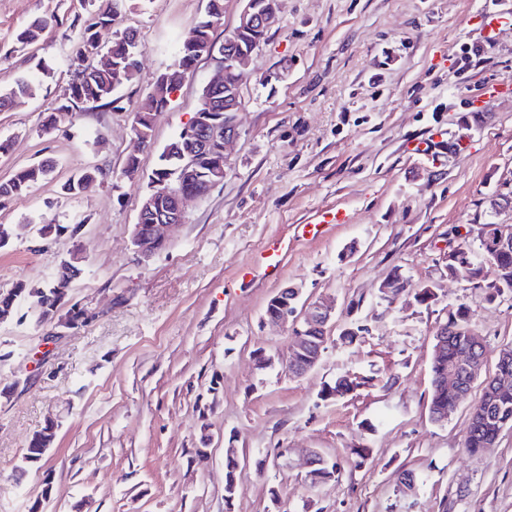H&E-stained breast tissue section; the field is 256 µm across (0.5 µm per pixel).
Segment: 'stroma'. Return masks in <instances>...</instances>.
I'll use <instances>...</instances> for the list:
<instances>
[{
    "label": "stroma",
    "instance_id": "stroma-1",
    "mask_svg": "<svg viewBox=\"0 0 512 512\" xmlns=\"http://www.w3.org/2000/svg\"><path fill=\"white\" fill-rule=\"evenodd\" d=\"M117 5L142 43L139 78L119 93L124 110L92 105L43 123L66 81L69 25L92 7ZM208 0H0V44L55 14L44 42L0 63V86L47 65L54 81L0 112V181L50 159L52 179L0 209L13 230L0 249V290L45 286L72 247L85 257L67 304L97 311L60 338L27 305L0 322V512H512V427L493 447L464 446L482 395L474 383L448 421L428 414L434 337L464 307L484 340V375L512 346V294L448 276L449 243L483 224H512V95L471 102L486 81L512 80V0H281L280 24L255 52L241 87L239 135L222 185L188 202L167 247L137 255L132 231L158 155L193 117L207 61L158 115L150 147L135 150L136 103L175 60ZM502 14L494 38L472 17ZM478 47L483 64L459 69ZM437 138L435 163L411 141ZM137 153L140 173L122 177ZM105 176L77 196L78 172ZM342 207L347 224L316 239L299 225ZM79 224L77 237L40 240L43 219ZM273 237L288 248L275 277L242 284ZM432 282L430 306L407 297L387 308L379 286L393 270ZM300 304L335 302L322 364L293 378L280 358L290 333L265 314L284 285ZM362 328L351 343L349 325ZM270 362L255 364L256 350ZM345 372L372 385L325 400ZM56 423L48 453L23 456ZM370 448L358 462L356 446ZM235 448L242 492L224 503V450ZM287 449L276 457V449ZM338 462L336 479L305 481L308 450ZM25 474H18V467ZM418 481L401 489L405 472Z\"/></svg>",
    "mask_w": 512,
    "mask_h": 512
}]
</instances>
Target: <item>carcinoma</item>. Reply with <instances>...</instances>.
Instances as JSON below:
<instances>
[{
  "label": "carcinoma",
  "mask_w": 512,
  "mask_h": 512,
  "mask_svg": "<svg viewBox=\"0 0 512 512\" xmlns=\"http://www.w3.org/2000/svg\"><path fill=\"white\" fill-rule=\"evenodd\" d=\"M210 8L208 19L195 23L191 36L179 48L175 63L170 70L163 72L168 82L182 84L185 76L194 72L201 60L197 47L215 43L212 29L215 22L222 17L223 0H210ZM112 22V14L105 11H95L84 18L77 16L73 19L70 29L76 35L78 48L69 60L71 78L60 95V105L48 115L46 128H54L59 114L80 109L88 104L99 103L103 107L118 111L125 109L123 98L116 95V90L137 78V68L131 66L136 44L133 34L113 28ZM56 25L58 20L54 14L33 19L15 31L12 46L7 50L0 48V54L27 51L39 43ZM102 51L112 59L111 67L107 69L90 63V59ZM49 77L51 70L45 69L40 76H23L18 78L13 86L0 88V112L7 111L21 98L35 95L37 86ZM169 102L168 96L158 93L157 85L154 84L151 91L137 103L135 111L145 113L142 127L148 133H153L156 116L166 110ZM51 173L52 165L43 162L17 170L10 179L0 182V207L28 193L34 185L48 179ZM100 174V168H88L65 183L63 190L68 195H77L83 191L86 184L95 181ZM459 247L462 253L467 255L469 263L466 268H458V272L470 279L482 281L487 301H495L506 291L512 293V253L491 263L484 257L482 251L472 249L467 242L459 243ZM454 401L455 394L450 392L444 395L436 388H431L429 417H434V413L442 404L453 407ZM503 420L507 421V426H512V393L500 397L493 404L479 432L466 431L465 448L472 453L478 452L485 440L498 435ZM43 438L42 431L31 438L24 457L25 462L33 463L41 459L44 455Z\"/></svg>",
  "instance_id": "obj_1"
}]
</instances>
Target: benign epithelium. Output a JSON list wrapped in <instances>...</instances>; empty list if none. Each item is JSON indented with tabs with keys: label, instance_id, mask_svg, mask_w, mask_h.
<instances>
[{
	"label": "benign epithelium",
	"instance_id": "7a95c632",
	"mask_svg": "<svg viewBox=\"0 0 512 512\" xmlns=\"http://www.w3.org/2000/svg\"><path fill=\"white\" fill-rule=\"evenodd\" d=\"M244 2L235 26L225 33L221 47L210 46L207 49L211 76L206 81V87L224 91V112L195 113L193 120L183 128L182 134L187 139L184 146L165 147L166 155L176 156L178 165L168 170L162 182L153 184L151 193L140 205L132 244L136 253L144 258L164 249L170 228L184 222L185 202L201 197L199 192L187 187L189 176L195 172L201 159L211 156V145L217 140L224 142V151L220 157L212 156L208 164L209 185L214 188L224 181L231 147L238 136V114L242 109L240 87L229 84L227 75L232 72L245 74L253 53L259 47V43L255 42L245 50L240 46V40L251 32L266 33L279 21L277 0L265 10L257 9L256 0ZM167 195L177 197V205L170 210L161 208V199ZM478 238L486 254L492 258L512 251L511 224H483ZM410 287L411 282L406 277L393 275L382 283L380 297L385 302L394 297L398 299ZM300 294V288L286 286L275 294L266 311L270 320L291 324L292 344L283 366L284 371L292 376L305 375L320 364L332 312L327 303L317 301L308 304L303 320H298L295 318V305ZM467 336L468 345L460 349L451 362L444 356L448 346V324L440 325L435 336L433 361L439 366L436 385L440 390L453 391L458 401L470 393L483 367L482 357L475 353L482 341L470 329ZM511 391L512 372L498 370L484 381L482 398L490 402L495 396Z\"/></svg>",
	"mask_w": 512,
	"mask_h": 512
}]
</instances>
